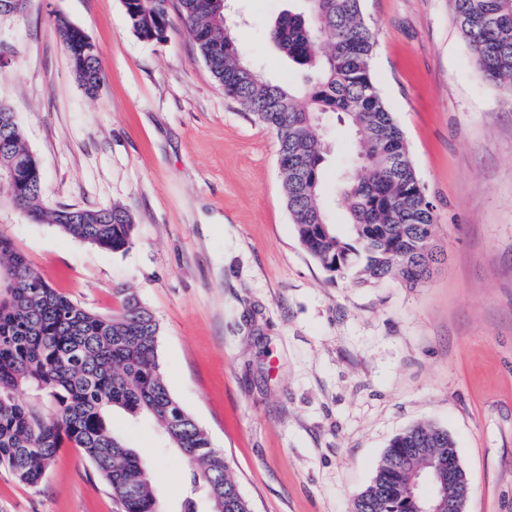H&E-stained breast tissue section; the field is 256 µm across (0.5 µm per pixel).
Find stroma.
Returning a JSON list of instances; mask_svg holds the SVG:
<instances>
[{
	"instance_id": "obj_1",
	"label": "stroma",
	"mask_w": 512,
	"mask_h": 512,
	"mask_svg": "<svg viewBox=\"0 0 512 512\" xmlns=\"http://www.w3.org/2000/svg\"><path fill=\"white\" fill-rule=\"evenodd\" d=\"M232 7L265 76L301 84L268 38L301 0ZM363 13L373 82L434 206L442 260L422 285L331 277L290 221L275 134L225 97L181 24L140 39L122 0H33L0 15L11 51L0 102L25 130L49 201L128 208L131 246L115 253L14 216L0 235L98 314L117 311L119 290L136 293L160 325L169 390L224 451L254 512H352L389 441L419 422L454 438L466 512H512V90L479 76L450 0H363ZM57 15L98 45L97 95L78 83ZM328 138L327 208L341 225L349 135L334 122ZM111 424L146 461L162 512H182L183 458L148 418L116 411ZM0 512L119 507L64 448L36 487L0 465Z\"/></svg>"
}]
</instances>
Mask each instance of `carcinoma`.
<instances>
[{
	"instance_id": "obj_1",
	"label": "carcinoma",
	"mask_w": 512,
	"mask_h": 512,
	"mask_svg": "<svg viewBox=\"0 0 512 512\" xmlns=\"http://www.w3.org/2000/svg\"><path fill=\"white\" fill-rule=\"evenodd\" d=\"M300 12L277 18L268 38L308 72L304 86L267 81L247 61L234 35L228 0H122L128 25L147 41L165 37L175 8L224 95L254 122L276 133L286 207L300 243L324 270L361 283L395 279L407 288L428 280L418 261L434 237V206L421 184L402 129L371 78L375 41L362 0H305ZM481 76L512 87V0H452ZM55 25L85 92L104 78L98 47L65 18ZM346 124L350 152L362 155L355 177L338 182L347 222H330L324 204L327 148L317 117ZM112 252L132 243V213L58 208L47 199L42 173L14 113L0 103V209ZM0 270L12 277L0 290V464L28 486L42 483L62 448H77L109 488L120 512H158L146 463L110 425L114 409L145 415L166 446L188 464L190 484L202 483L210 512H253L224 453L169 391L158 361L160 327L127 290L110 316L89 311L52 288L0 237ZM28 390L49 407L26 401ZM448 430L411 426L392 438L353 512H420L446 508ZM433 473V495L412 498L415 475Z\"/></svg>"
}]
</instances>
